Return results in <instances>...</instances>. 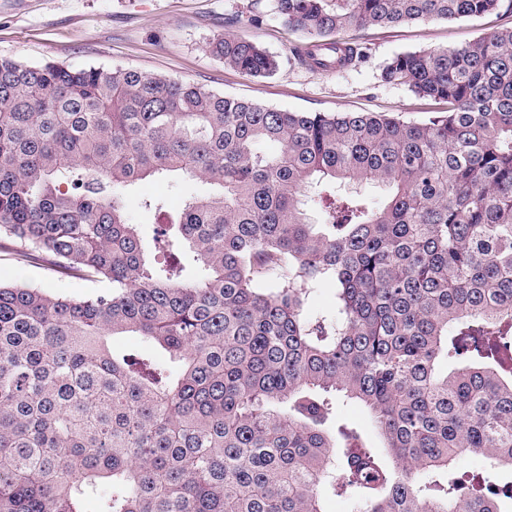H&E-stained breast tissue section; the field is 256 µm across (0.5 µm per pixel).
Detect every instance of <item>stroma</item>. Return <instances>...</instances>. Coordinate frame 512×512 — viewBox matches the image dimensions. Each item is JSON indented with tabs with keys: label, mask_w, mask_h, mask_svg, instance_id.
<instances>
[{
	"label": "stroma",
	"mask_w": 512,
	"mask_h": 512,
	"mask_svg": "<svg viewBox=\"0 0 512 512\" xmlns=\"http://www.w3.org/2000/svg\"><path fill=\"white\" fill-rule=\"evenodd\" d=\"M260 22H253V15ZM501 27L512 16L489 15L448 22L433 20L358 31L366 59L341 71H314L297 60L303 37L291 32L273 0H0V57L28 64L54 62L79 68H133L189 81L240 99L297 112H379L408 121L425 120L446 105L414 96L380 78L384 63L399 53L452 47ZM221 35L257 42L276 56L269 77H253L224 66L208 51ZM195 181L141 182L126 199L127 214L144 240L156 227L138 201L161 197L171 210L200 193ZM0 282L25 284L74 297L97 284L56 275L47 260L20 263L0 253Z\"/></svg>",
	"instance_id": "stroma-1"
}]
</instances>
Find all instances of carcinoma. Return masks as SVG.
Here are the masks:
<instances>
[{
	"instance_id": "1",
	"label": "carcinoma",
	"mask_w": 512,
	"mask_h": 512,
	"mask_svg": "<svg viewBox=\"0 0 512 512\" xmlns=\"http://www.w3.org/2000/svg\"><path fill=\"white\" fill-rule=\"evenodd\" d=\"M316 71L365 55L348 30L512 14V0H275ZM267 77L258 43L216 38ZM381 79L447 110L290 112L136 70L0 58V252L109 288L0 284V512H512V27L389 59ZM274 141L278 152L257 145ZM209 186L172 213L112 187ZM374 182L390 197L314 183ZM336 281V319L306 286ZM140 336L163 355H117ZM455 366L439 371L443 360ZM370 413L382 448L333 422ZM203 191V187L196 181H183L179 185H173L165 179L145 180L137 188L127 195L126 205L127 214L132 224H140V234L144 241L152 239L157 224H151V220H146L145 216L138 207V200L143 197H161L166 200L172 211H177L185 197L197 194Z\"/></svg>"
}]
</instances>
